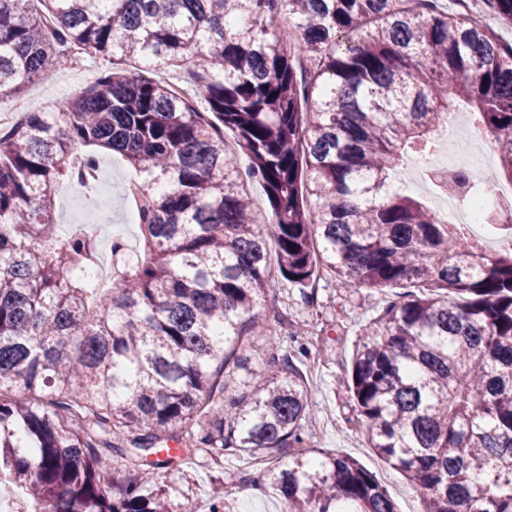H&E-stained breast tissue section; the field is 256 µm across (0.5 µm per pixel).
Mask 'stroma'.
<instances>
[{"mask_svg": "<svg viewBox=\"0 0 512 512\" xmlns=\"http://www.w3.org/2000/svg\"><path fill=\"white\" fill-rule=\"evenodd\" d=\"M104 66L98 57H81L60 69L51 81L29 82L16 94L0 98V107L7 109L21 101L30 112L52 111L94 83ZM305 293L309 294L310 303L302 302ZM394 295L391 288H340L329 276L317 278L302 293L290 287L275 271L261 311L278 317L277 328L285 334L292 332L293 321L308 323V335L299 342L285 343L284 348L291 354L301 345L308 350L304 369L315 397L304 432L311 437L312 448L356 458L387 488L399 512H424L419 491L367 447L365 426L346 399L347 367L359 328ZM262 471L251 455L228 454L216 458L200 452L187 464L161 470L157 482L178 503L189 498L209 505L214 499L226 497L234 512H281L282 502L265 485Z\"/></svg>", "mask_w": 512, "mask_h": 512, "instance_id": "obj_1", "label": "stroma"}]
</instances>
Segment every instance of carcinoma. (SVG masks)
I'll return each mask as SVG.
<instances>
[{
    "mask_svg": "<svg viewBox=\"0 0 512 512\" xmlns=\"http://www.w3.org/2000/svg\"><path fill=\"white\" fill-rule=\"evenodd\" d=\"M484 3L512 26V0ZM80 54L109 68L0 130V480L28 512H175L149 480L200 451L266 454L286 512H397L358 460L301 450L313 391L256 313L270 236L292 287L322 270L408 289L352 351L367 444L424 512H512V247L463 241L394 187L459 102L512 182V44L441 0H0L1 95ZM101 148L127 165L140 228L136 256L112 244L109 292L82 274L97 231L54 220ZM459 180L465 203L493 188ZM124 67L134 70L140 73V75L149 77L154 80H165L170 82L173 85L179 86L181 88L186 87L188 83L186 82V75L183 70H175V71H163V70H153L150 68H142L138 63H127L123 65ZM137 69H140L137 70Z\"/></svg>",
    "mask_w": 512,
    "mask_h": 512,
    "instance_id": "1",
    "label": "carcinoma"
}]
</instances>
